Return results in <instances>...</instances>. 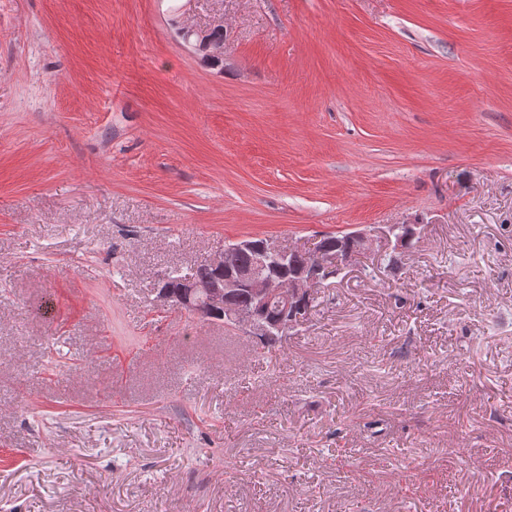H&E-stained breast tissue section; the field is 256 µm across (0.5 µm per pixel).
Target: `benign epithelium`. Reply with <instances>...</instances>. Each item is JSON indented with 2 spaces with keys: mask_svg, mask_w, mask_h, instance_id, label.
I'll return each instance as SVG.
<instances>
[{
  "mask_svg": "<svg viewBox=\"0 0 512 512\" xmlns=\"http://www.w3.org/2000/svg\"><path fill=\"white\" fill-rule=\"evenodd\" d=\"M180 32L185 40L195 38L192 46L196 50L204 47L216 55L224 54V46H213L204 40L205 32L187 24H181ZM394 227L390 224L375 226L354 234L364 248H377L379 253L390 250ZM231 251H253L250 263L236 269L224 270V253L215 256L210 265L224 271V276L204 285L203 295L197 299H178L161 291L158 301L163 305L174 306L199 319L207 309L215 306L226 307V314L246 335L256 339H268L273 335V328H282L294 324L300 318L296 314L295 301L303 295L311 294V288L321 282L324 273L336 266H348L353 261L352 251L347 249L341 254H330L320 248L306 253L308 262L293 273H288V261L296 254L277 244L271 239H264L260 245H255L249 239L241 240L229 247ZM243 289L250 292L249 303H235L236 295ZM278 301L283 311L282 320L272 325L265 322L256 314V306L272 301Z\"/></svg>",
  "mask_w": 512,
  "mask_h": 512,
  "instance_id": "obj_1",
  "label": "benign epithelium"
}]
</instances>
